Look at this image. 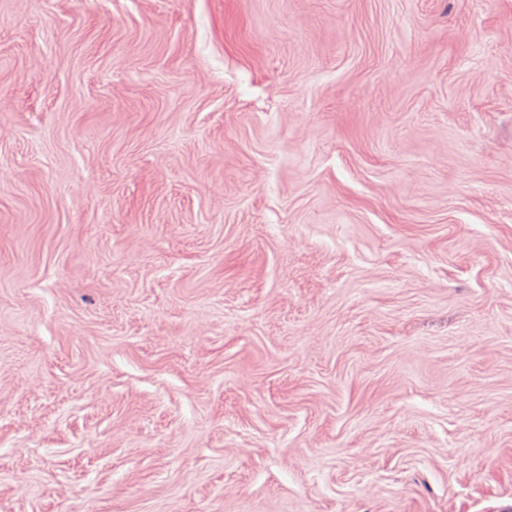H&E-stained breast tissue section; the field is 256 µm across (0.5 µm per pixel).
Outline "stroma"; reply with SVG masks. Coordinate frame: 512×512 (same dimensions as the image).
<instances>
[{
  "instance_id": "stroma-1",
  "label": "stroma",
  "mask_w": 512,
  "mask_h": 512,
  "mask_svg": "<svg viewBox=\"0 0 512 512\" xmlns=\"http://www.w3.org/2000/svg\"><path fill=\"white\" fill-rule=\"evenodd\" d=\"M512 0H0V512H512Z\"/></svg>"
}]
</instances>
